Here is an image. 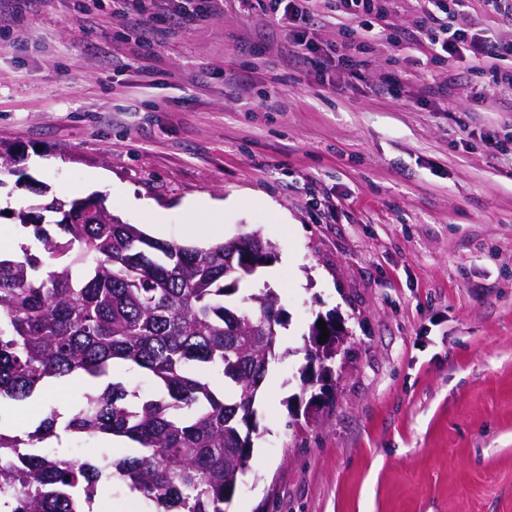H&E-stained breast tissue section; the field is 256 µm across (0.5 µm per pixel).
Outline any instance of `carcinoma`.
Wrapping results in <instances>:
<instances>
[{
    "instance_id": "cac0c4a2",
    "label": "carcinoma",
    "mask_w": 512,
    "mask_h": 512,
    "mask_svg": "<svg viewBox=\"0 0 512 512\" xmlns=\"http://www.w3.org/2000/svg\"><path fill=\"white\" fill-rule=\"evenodd\" d=\"M60 218L51 227L44 213ZM38 253L0 255V398L23 401L50 379L106 378L135 366L141 396L121 381L83 392L63 430L125 438L134 454L93 460L30 452L54 435L53 412L26 437L0 431V512H94L119 474L160 512H226L252 458L255 403L278 337L241 336L278 302L267 288L232 299L245 276L224 271L231 240L197 247L154 240L104 199L57 198L19 213Z\"/></svg>"
}]
</instances>
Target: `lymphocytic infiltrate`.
Returning a JSON list of instances; mask_svg holds the SVG:
<instances>
[{"mask_svg":"<svg viewBox=\"0 0 512 512\" xmlns=\"http://www.w3.org/2000/svg\"><path fill=\"white\" fill-rule=\"evenodd\" d=\"M269 12L287 16L293 28L288 32L284 54L289 63L305 70L322 71L319 47L308 40L309 29L318 23L320 0H256ZM465 0H424L407 34L409 41L427 43L431 60L449 68L467 63L469 71L484 75L490 98L500 100L512 94V0H485L490 11L488 26L473 28L461 23ZM341 18L337 29L342 52L338 62L356 74L357 51L365 49L373 31V17L382 12V0H335Z\"/></svg>","mask_w":512,"mask_h":512,"instance_id":"obj_1","label":"lymphocytic infiltrate"}]
</instances>
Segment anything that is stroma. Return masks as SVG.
Returning a JSON list of instances; mask_svg holds the SVG:
<instances>
[{
  "label": "stroma",
  "instance_id": "35a3bbf8",
  "mask_svg": "<svg viewBox=\"0 0 512 512\" xmlns=\"http://www.w3.org/2000/svg\"><path fill=\"white\" fill-rule=\"evenodd\" d=\"M420 0H387L345 91L335 19L310 35L322 73L278 51L287 29L223 0L145 48L112 0H0V251L40 186L96 192L148 235L202 245L260 232L275 257L240 285L275 291L282 323L259 436L228 512H512V100L385 46ZM401 101L376 94L388 64ZM502 151L489 149L486 129ZM348 336L305 381L317 316Z\"/></svg>",
  "mask_w": 512,
  "mask_h": 512
}]
</instances>
